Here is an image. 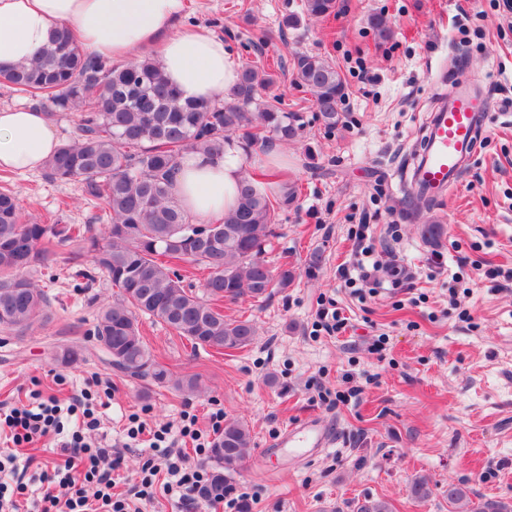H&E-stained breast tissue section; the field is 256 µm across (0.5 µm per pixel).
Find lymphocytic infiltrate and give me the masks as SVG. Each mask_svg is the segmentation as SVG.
Segmentation results:
<instances>
[{"label": "lymphocytic infiltrate", "instance_id": "obj_1", "mask_svg": "<svg viewBox=\"0 0 512 512\" xmlns=\"http://www.w3.org/2000/svg\"><path fill=\"white\" fill-rule=\"evenodd\" d=\"M79 415L84 430L96 429L99 419L90 393L62 400L51 395L37 405H16L0 412V512H131L134 501L153 497L155 490L176 498L182 512H192L210 475L203 464H188L183 450L167 444L168 428L152 434L159 459H147L139 480L125 492H115L111 446H94L83 433L60 441L59 463L31 472L33 450L44 437L59 432L63 414ZM38 481L41 495L29 501L28 483Z\"/></svg>", "mask_w": 512, "mask_h": 512}]
</instances>
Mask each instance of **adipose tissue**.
Here are the masks:
<instances>
[{"label": "adipose tissue", "instance_id": "obj_1", "mask_svg": "<svg viewBox=\"0 0 512 512\" xmlns=\"http://www.w3.org/2000/svg\"><path fill=\"white\" fill-rule=\"evenodd\" d=\"M183 10L184 0H0V69L33 58L53 27L63 24L91 55L124 61L148 51L184 97L223 99L240 64L223 38L179 26ZM58 146L47 112L23 104L0 107V170L40 171ZM246 167L234 144L220 156L188 152L172 175L174 193L192 219L221 220L236 205Z\"/></svg>", "mask_w": 512, "mask_h": 512}]
</instances>
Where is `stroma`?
Returning <instances> with one entry per match:
<instances>
[{
    "label": "stroma",
    "instance_id": "obj_1",
    "mask_svg": "<svg viewBox=\"0 0 512 512\" xmlns=\"http://www.w3.org/2000/svg\"><path fill=\"white\" fill-rule=\"evenodd\" d=\"M185 13L186 23L223 37L240 65L271 74L259 101L304 117L287 152L296 199L279 209L264 254L296 278L266 301L225 303L226 318L257 327L240 350L195 349L140 317L172 380L162 386L101 362L88 331L117 291L103 274L84 278L91 264L80 243L58 248L49 266L29 272L51 300V321L22 336L0 329V405L34 389L63 399L99 381L100 425L85 437L121 454L126 482L155 454L145 443L128 446L131 417L176 430L190 413L207 431L210 413L223 410L253 439L233 479L236 512H353L367 498L392 512H475L485 499L512 498V281L496 287L485 277L512 270V108H502L512 105V0H337L335 14L319 20L303 15L301 0H186ZM291 14L298 22L289 27ZM376 14L389 38L370 28ZM303 54L326 57L345 81L336 129L325 130L295 82ZM458 76L484 77L495 107L469 170L415 220L404 188L411 158L443 78ZM7 180L26 221L52 213L89 224L101 210L84 202L77 182L40 171ZM424 223L442 225L438 245L423 244ZM358 224L380 267L348 288L336 271L353 258ZM314 251L323 263L312 271ZM329 305L348 320L334 336L316 328ZM65 345L79 346L83 361H58L54 351ZM189 376L200 391H177L174 381ZM340 391L348 402H337ZM311 416L329 420L332 448L308 460L268 455L286 427ZM419 478L431 491L421 502L407 495ZM452 483L466 490L464 502L449 503Z\"/></svg>",
    "mask_w": 512,
    "mask_h": 512
}]
</instances>
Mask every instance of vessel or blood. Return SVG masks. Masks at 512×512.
<instances>
[{
	"instance_id": "obj_1",
	"label": "vessel or blood",
	"mask_w": 512,
	"mask_h": 512,
	"mask_svg": "<svg viewBox=\"0 0 512 512\" xmlns=\"http://www.w3.org/2000/svg\"><path fill=\"white\" fill-rule=\"evenodd\" d=\"M485 82L469 78L444 98L425 126L424 150L407 188L412 195L444 198L474 160V134L486 123L490 102ZM332 435L327 424L310 417L290 425L275 441L273 455L305 459L328 448Z\"/></svg>"
}]
</instances>
